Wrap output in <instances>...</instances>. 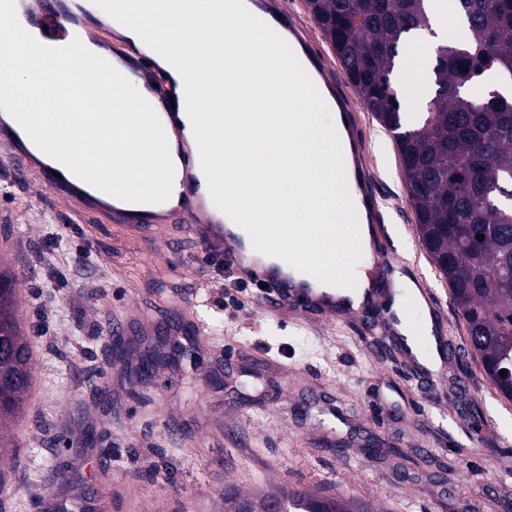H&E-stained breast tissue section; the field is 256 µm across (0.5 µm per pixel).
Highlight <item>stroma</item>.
Here are the masks:
<instances>
[{"instance_id":"1","label":"stroma","mask_w":512,"mask_h":512,"mask_svg":"<svg viewBox=\"0 0 512 512\" xmlns=\"http://www.w3.org/2000/svg\"><path fill=\"white\" fill-rule=\"evenodd\" d=\"M365 158L383 199L390 255L433 295V333L452 347L433 377L381 345L369 321L267 312L232 293L206 250L116 224L72 223L34 201L0 155V267L13 269L32 382L0 457V512H58L99 484L109 453L108 512H224V488L301 484L371 512H512V401L458 352L463 323L423 253L394 143L370 130ZM155 327L191 356L137 375L106 355ZM342 420L331 423L330 404ZM61 471L66 481L54 479Z\"/></svg>"}]
</instances>
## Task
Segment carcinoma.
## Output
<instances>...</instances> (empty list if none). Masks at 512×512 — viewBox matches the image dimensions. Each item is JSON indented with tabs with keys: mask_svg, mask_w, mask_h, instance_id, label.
Masks as SVG:
<instances>
[{
	"mask_svg": "<svg viewBox=\"0 0 512 512\" xmlns=\"http://www.w3.org/2000/svg\"><path fill=\"white\" fill-rule=\"evenodd\" d=\"M450 2L467 35L434 46V96L414 117L401 110L394 72L409 35L427 25L430 0H307V7L365 108L395 134L421 244L448 280L467 346L499 396L512 401V96L469 91L491 72L512 79V0ZM13 279L0 273V346L11 349L0 354V416L22 406L32 379ZM120 358L148 374L166 353L156 344L122 349ZM270 498L284 500L288 512L357 509L332 495L317 504L298 486L256 497L230 489L224 512Z\"/></svg>",
	"mask_w": 512,
	"mask_h": 512,
	"instance_id": "obj_1",
	"label": "carcinoma"
}]
</instances>
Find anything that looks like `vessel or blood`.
I'll return each instance as SVG.
<instances>
[{
	"mask_svg": "<svg viewBox=\"0 0 512 512\" xmlns=\"http://www.w3.org/2000/svg\"><path fill=\"white\" fill-rule=\"evenodd\" d=\"M255 5L263 15L287 30L289 41L299 47L309 62L311 80L336 104L355 184L352 200L357 213L363 214L366 223L373 228L374 245L366 257L373 279L366 290L365 303H357L344 295L339 303L329 304V291L317 288L312 280L286 274L276 263L246 260L239 241L217 242V232L224 227V214L214 207L209 193L201 186L202 168L196 140L186 135L184 126L176 118V108L185 99L183 80L179 73L159 63L155 52L132 42L125 35L123 25L100 8H91L86 13L70 0H16L18 17L36 29L41 43L61 47L77 39L84 46L96 47L151 104L169 144L179 153L180 187L188 193L185 204L180 207L165 202L96 206L81 188L79 178L65 166L42 162L23 149L22 143L28 135L14 120L0 125V150L9 154L13 172L34 184L40 194L61 202L73 217L82 219L105 214L112 223L127 224L151 233L160 224L179 225L186 237L195 239L212 253L223 255L228 273L260 283L259 302L265 310L285 308L302 318L322 315L340 321L380 312L384 287L390 282L393 265L387 260L389 233L384 225V206L376 181L363 162L370 149V140L359 116L364 106L338 85L336 61L323 46L314 18L304 9L293 7L291 0H255Z\"/></svg>",
	"mask_w": 512,
	"mask_h": 512,
	"instance_id": "vessel-or-blood-1",
	"label": "vessel or blood"
}]
</instances>
